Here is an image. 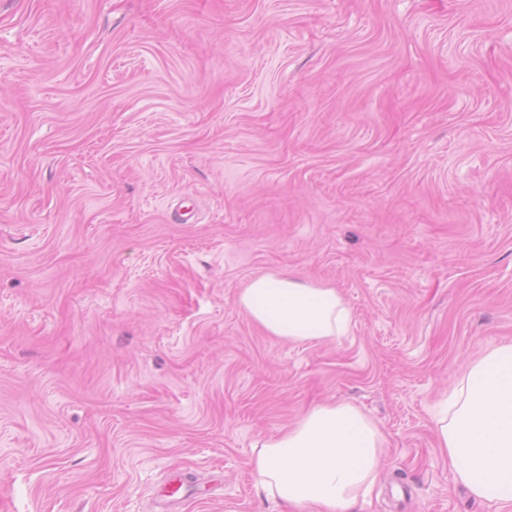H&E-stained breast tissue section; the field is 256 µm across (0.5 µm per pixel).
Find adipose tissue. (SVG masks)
<instances>
[{
  "instance_id": "adipose-tissue-1",
  "label": "adipose tissue",
  "mask_w": 512,
  "mask_h": 512,
  "mask_svg": "<svg viewBox=\"0 0 512 512\" xmlns=\"http://www.w3.org/2000/svg\"><path fill=\"white\" fill-rule=\"evenodd\" d=\"M237 306L266 333L293 344L349 334L351 312L328 285L279 272L252 278ZM455 481L476 500L512 512V344L485 353L435 418ZM384 435L355 405L321 404L251 460L258 485L295 512H351L375 483Z\"/></svg>"
}]
</instances>
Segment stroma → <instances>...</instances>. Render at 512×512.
<instances>
[{"mask_svg": "<svg viewBox=\"0 0 512 512\" xmlns=\"http://www.w3.org/2000/svg\"><path fill=\"white\" fill-rule=\"evenodd\" d=\"M270 271L350 334L269 336ZM505 343L512 0H0L9 512H285L254 446L335 400L385 436L354 512H498L434 416ZM236 305L270 336L288 343L336 342L351 329V312L336 288L281 272L252 278Z\"/></svg>", "mask_w": 512, "mask_h": 512, "instance_id": "obj_1", "label": "stroma"}]
</instances>
